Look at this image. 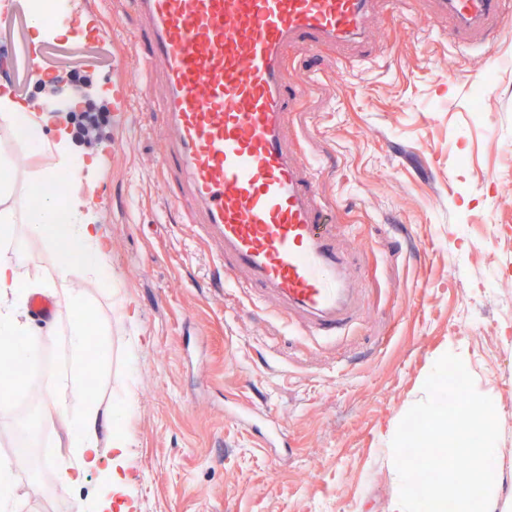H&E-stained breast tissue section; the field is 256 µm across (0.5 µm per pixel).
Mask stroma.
Returning a JSON list of instances; mask_svg holds the SVG:
<instances>
[{
  "instance_id": "stroma-1",
  "label": "stroma",
  "mask_w": 512,
  "mask_h": 512,
  "mask_svg": "<svg viewBox=\"0 0 512 512\" xmlns=\"http://www.w3.org/2000/svg\"><path fill=\"white\" fill-rule=\"evenodd\" d=\"M80 34L43 39L29 63L23 0H0V94L35 103L34 83L95 61L97 89L129 84L132 109L113 113L111 138L75 155L71 198L109 241L112 288L76 277L111 323L94 390L112 422L99 453L125 454L112 512H389L404 452L393 438L431 409L437 363L467 364L464 394L493 401L494 445L512 470V35L450 44L447 21L421 30L410 0L379 12L366 57L288 50L291 80L311 85L290 116L289 143L317 167L316 189L351 248L362 318L335 343L289 327L271 306L231 287L212 246L172 197L181 176L162 172L168 97L160 69L136 66L146 25L132 0H75ZM16 171L43 181L59 156L57 124ZM69 317L37 324L45 373L63 371ZM27 413L0 404V468L16 483L18 512H70L101 494L92 472L58 488L73 463L56 425L40 477L17 460Z\"/></svg>"
}]
</instances>
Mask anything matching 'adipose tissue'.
Listing matches in <instances>:
<instances>
[{"instance_id":"ef3b65f1","label":"adipose tissue","mask_w":512,"mask_h":512,"mask_svg":"<svg viewBox=\"0 0 512 512\" xmlns=\"http://www.w3.org/2000/svg\"><path fill=\"white\" fill-rule=\"evenodd\" d=\"M15 176L6 158H0V242L11 243L18 218L14 204ZM60 200L46 197L40 205L26 212L28 234L50 252L59 254L55 279L44 280L21 273L19 263L9 253L0 254V349L15 360L35 363L42 355V345L21 320L29 294L40 289L57 295L74 314L68 328L70 362L63 374L50 375L49 391L68 386V398L57 403L55 417L61 423L66 445L75 452L76 462L63 470L59 484L69 490L81 484L87 473L98 469V430L103 419L95 397L86 385L88 336L97 323L96 311L87 295L70 285L72 275H80L99 285H111L108 244L98 225L86 223L79 208H71V221L57 224ZM493 407H467L449 416L447 421L429 429V440L441 442L455 438L468 443L471 464L465 469L443 466L441 477L427 498L440 504L454 502L455 512H505L506 504L499 491L512 481L506 473L498 449L493 448ZM484 489L480 500H472L467 487Z\"/></svg>"}]
</instances>
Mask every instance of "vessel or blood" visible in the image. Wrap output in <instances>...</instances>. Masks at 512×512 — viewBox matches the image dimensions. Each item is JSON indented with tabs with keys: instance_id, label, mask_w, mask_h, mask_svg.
Wrapping results in <instances>:
<instances>
[{
	"instance_id": "obj_1",
	"label": "vessel or blood",
	"mask_w": 512,
	"mask_h": 512,
	"mask_svg": "<svg viewBox=\"0 0 512 512\" xmlns=\"http://www.w3.org/2000/svg\"><path fill=\"white\" fill-rule=\"evenodd\" d=\"M372 0H133L148 22L142 67L161 66L172 132L163 169L174 194L216 249L227 280L241 281L304 334L328 341L361 317L305 160L284 131L307 89L291 81L284 49L363 40ZM459 40L506 34L512 0H426Z\"/></svg>"
}]
</instances>
